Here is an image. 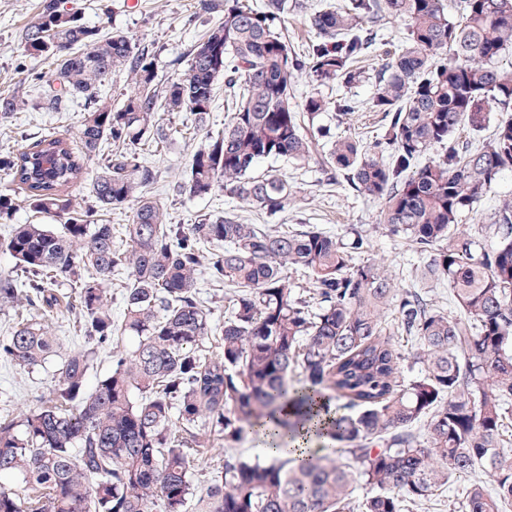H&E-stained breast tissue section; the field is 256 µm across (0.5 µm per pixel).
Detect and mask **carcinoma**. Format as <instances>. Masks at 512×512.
I'll return each instance as SVG.
<instances>
[{"instance_id": "1", "label": "carcinoma", "mask_w": 512, "mask_h": 512, "mask_svg": "<svg viewBox=\"0 0 512 512\" xmlns=\"http://www.w3.org/2000/svg\"><path fill=\"white\" fill-rule=\"evenodd\" d=\"M297 7L224 0L223 21L189 51L187 75L164 85L130 36L100 34L62 0H41L22 28L25 51L50 62L46 86L59 85L43 109L89 108L75 138L52 134L0 154V215L19 190L35 212L64 220L60 232L12 227L7 250L20 273L0 274V306L15 310L0 359L31 370L60 354L49 322L63 285L76 287L67 307L82 318L85 343L63 354L47 401L0 415V475L23 485L0 487V512H403L451 478L468 481L462 512L512 507V197L486 219L478 210L512 173V69L500 65L512 51V0H462L456 19L445 0L338 3L310 16L318 41L302 58L283 32ZM384 19L406 28L375 69L369 106L384 129L367 145L321 124L332 108L353 114L351 100L314 92L297 102L292 86L302 72L320 85L356 83ZM116 72L128 87L120 106L106 93ZM221 80L235 107L190 156L181 194L223 193L276 216L298 188L257 165L313 161L381 203L380 223L424 255L418 278L448 288L455 311L403 287L357 227L279 231L227 214L170 223L150 195L157 170L142 146L165 138L162 110L205 125ZM25 103L18 90L0 96V122ZM463 128L478 139L460 143ZM106 142L109 159L90 171ZM81 181L103 210L124 214L121 245L66 193ZM293 271L308 275L310 297ZM203 272L231 291L221 326L198 297ZM117 277L118 323L106 301ZM389 311L416 341L417 377L404 374ZM104 349L112 370L89 389ZM202 428L226 445L262 433L278 452L268 463L227 455L206 479ZM287 434L332 444L294 459L280 448Z\"/></svg>"}]
</instances>
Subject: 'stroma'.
<instances>
[{"label":"stroma","instance_id":"obj_1","mask_svg":"<svg viewBox=\"0 0 512 512\" xmlns=\"http://www.w3.org/2000/svg\"><path fill=\"white\" fill-rule=\"evenodd\" d=\"M39 2L0 0V94L21 89L30 101L29 107L17 113L11 122L0 125V152L35 142L53 132L72 134L84 110L83 105L67 103L57 112H38L31 107L45 87L37 75L46 70L47 65L27 55L18 34L35 15ZM304 2V8L289 12L286 22L289 45L300 57L316 40L309 26L310 13L336 5L337 0ZM67 5L79 13L86 25L127 33L137 46L149 51L164 82L186 76L191 46L223 15L221 8H202L201 0H67ZM373 85L374 72L370 69L360 81L347 87L321 86L303 73L295 79L297 98L318 91L332 99L343 95L357 101L359 109L350 118L339 119L330 111L324 114L322 121L336 134L356 137L367 143L380 138L384 125L382 113L372 111L368 106ZM231 109V97L221 91L205 127L193 128L192 117L187 112L161 113L160 123L167 141L156 147H144L143 154L158 171L150 193L167 210L170 222L191 224L203 215L229 210L231 203L227 196L193 199L178 194L175 185L191 154L209 136L223 130L224 119ZM280 169L298 185L299 200L286 213L276 217L269 219L249 211L245 214L246 219L254 224H270L274 229L283 225L312 224L339 232L345 227L357 226L370 238L374 254L386 259L404 286L423 290L434 305L453 310L447 289L422 288L416 277L422 264L420 254L407 240L391 235L384 228L380 222L379 203L328 183L326 174L316 165L296 169L284 163ZM56 383L54 364L28 371L0 361V390H7L11 395L8 405L0 404V413L7 410L18 413L36 407L41 398L49 396Z\"/></svg>","mask_w":512,"mask_h":512}]
</instances>
